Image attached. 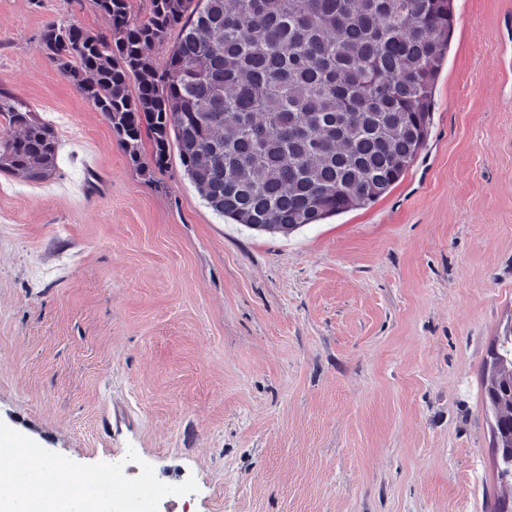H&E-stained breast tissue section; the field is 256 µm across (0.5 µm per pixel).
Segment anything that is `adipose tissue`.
I'll list each match as a JSON object with an SVG mask.
<instances>
[{"instance_id": "adipose-tissue-1", "label": "adipose tissue", "mask_w": 512, "mask_h": 512, "mask_svg": "<svg viewBox=\"0 0 512 512\" xmlns=\"http://www.w3.org/2000/svg\"><path fill=\"white\" fill-rule=\"evenodd\" d=\"M65 467L56 464L46 469L33 457H26L23 469L0 471V512H101L99 503L64 481ZM60 482L59 490L51 495L43 494L41 482L46 477Z\"/></svg>"}]
</instances>
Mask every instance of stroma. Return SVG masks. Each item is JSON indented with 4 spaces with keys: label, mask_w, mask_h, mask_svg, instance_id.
I'll return each mask as SVG.
<instances>
[{
    "label": "stroma",
    "mask_w": 512,
    "mask_h": 512,
    "mask_svg": "<svg viewBox=\"0 0 512 512\" xmlns=\"http://www.w3.org/2000/svg\"><path fill=\"white\" fill-rule=\"evenodd\" d=\"M95 0H0V88L77 130L0 175V433L74 485L138 452L152 512H493L485 364L512 323V0H454L426 146L290 236L139 172L41 49Z\"/></svg>",
    "instance_id": "35a3bbf8"
}]
</instances>
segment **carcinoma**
<instances>
[{"label":"carcinoma","instance_id":"carcinoma-1","mask_svg":"<svg viewBox=\"0 0 512 512\" xmlns=\"http://www.w3.org/2000/svg\"><path fill=\"white\" fill-rule=\"evenodd\" d=\"M110 35L49 24L41 43L146 171L180 160L217 214L287 236L369 205L426 144L453 0H97ZM176 35L163 72L149 54ZM0 174L40 182L57 169L48 123L0 88ZM512 326L491 353L499 478L512 485Z\"/></svg>","mask_w":512,"mask_h":512}]
</instances>
